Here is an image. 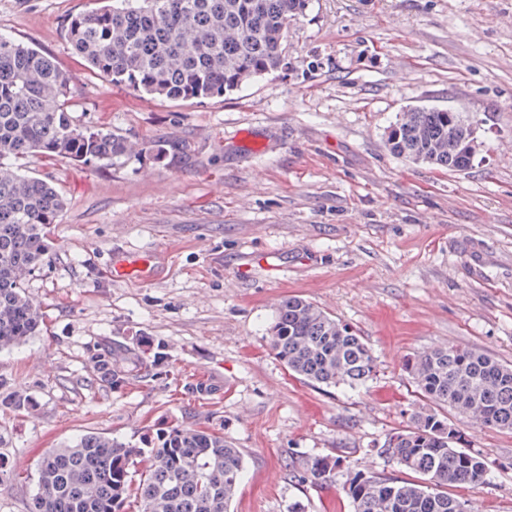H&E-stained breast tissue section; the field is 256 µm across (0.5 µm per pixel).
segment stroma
Masks as SVG:
<instances>
[{
  "label": "stroma",
  "mask_w": 512,
  "mask_h": 512,
  "mask_svg": "<svg viewBox=\"0 0 512 512\" xmlns=\"http://www.w3.org/2000/svg\"><path fill=\"white\" fill-rule=\"evenodd\" d=\"M88 6L0 0L1 33L78 76L77 122L142 148L116 168L17 162L66 208L49 266L24 280L44 328L0 352V512H29L48 449L86 432L141 448L175 425L242 451L230 512H349L353 472L407 476L380 448L426 409L411 354L459 345L512 363V0H309L282 72L187 102L90 73L63 38ZM422 106L477 120L471 167L388 151L396 113ZM123 260L133 269L114 275ZM288 296L356 329L374 377L335 388L288 371L267 339ZM139 338L166 353L160 376L101 381L94 356ZM464 431L492 477L457 496L512 512V432ZM321 457L339 464L314 483Z\"/></svg>",
  "instance_id": "stroma-1"
}]
</instances>
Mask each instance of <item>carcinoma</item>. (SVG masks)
<instances>
[{"mask_svg":"<svg viewBox=\"0 0 512 512\" xmlns=\"http://www.w3.org/2000/svg\"><path fill=\"white\" fill-rule=\"evenodd\" d=\"M68 18L64 39L88 69L130 91L173 101L226 95L285 65L288 28L309 0H93ZM76 78L53 60L0 33V350L37 335L40 304L26 294V274L51 261L52 229L64 196L15 165L28 156L67 158L106 168L141 151L116 133L75 122ZM478 122L450 108L397 113L386 132L389 151L414 164L462 171L480 146ZM269 345L285 366L311 384H365L376 358L349 325L302 297L277 305ZM165 354L129 345L94 357L111 386L159 374ZM417 392L470 425L512 431V365L469 347L440 346L405 363ZM464 430L437 411L421 412L388 435L381 453L412 474L407 481L350 478L351 512H469L448 488L489 480L482 455ZM340 463L316 459L308 477L320 481ZM245 463L224 434L172 426L148 448H128L87 432L40 458L30 512H229Z\"/></svg>","mask_w":512,"mask_h":512,"instance_id":"obj_1","label":"carcinoma"}]
</instances>
